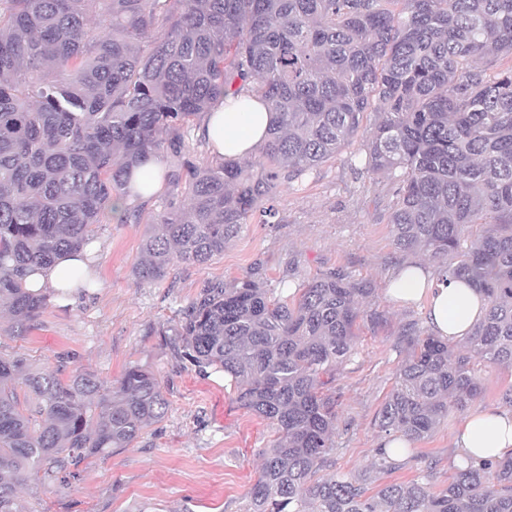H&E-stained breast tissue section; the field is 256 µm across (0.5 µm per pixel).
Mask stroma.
Wrapping results in <instances>:
<instances>
[{"label":"stroma","instance_id":"1","mask_svg":"<svg viewBox=\"0 0 512 512\" xmlns=\"http://www.w3.org/2000/svg\"><path fill=\"white\" fill-rule=\"evenodd\" d=\"M374 114L363 120L359 140L301 177H280L259 210L275 206L270 223L248 217L222 254L204 266L177 262L165 279L139 280L147 223L111 220L95 230L102 286L69 306L51 302L42 317L21 332L9 315L0 316V354L21 355L37 368L94 373L118 386L134 365L152 370L169 403L165 418L129 447L80 466L77 480L61 489L26 480L18 490L22 512H240L259 476L262 448L276 434L266 421L241 408L230 380L200 373L175 351V318L209 282L249 278L261 287L290 295L299 284L336 273L368 283L361 301L356 351L340 367L329 391L336 397V469L354 474L369 468L383 438L376 415L395 384L407 347V329L429 333L425 306H398L387 288L393 271L423 251L402 252L393 241L385 183L373 182L360 152ZM483 392L471 408L504 407L512 367L482 364ZM463 419L449 412L426 440L417 442L408 466L379 483L410 481L421 459L439 463L438 487L457 466L453 437Z\"/></svg>","mask_w":512,"mask_h":512}]
</instances>
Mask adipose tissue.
Returning <instances> with one entry per match:
<instances>
[{
	"mask_svg": "<svg viewBox=\"0 0 512 512\" xmlns=\"http://www.w3.org/2000/svg\"><path fill=\"white\" fill-rule=\"evenodd\" d=\"M245 108H220L204 116L198 129L212 152L226 157L251 155L264 141L274 115L249 97ZM93 248L66 253L38 268L27 279L36 293L66 291L68 304L82 294L81 284L98 288L99 270ZM388 295L397 304L425 302L426 320L435 336L454 342L465 336L486 310L482 292L458 279H441L434 268L420 261L400 264L389 281ZM459 459L498 460L512 452V408L468 413L455 436Z\"/></svg>",
	"mask_w": 512,
	"mask_h": 512,
	"instance_id": "ef3b65f1",
	"label": "adipose tissue"
}]
</instances>
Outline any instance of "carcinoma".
I'll return each mask as SVG.
<instances>
[{
  "label": "carcinoma",
  "mask_w": 512,
  "mask_h": 512,
  "mask_svg": "<svg viewBox=\"0 0 512 512\" xmlns=\"http://www.w3.org/2000/svg\"><path fill=\"white\" fill-rule=\"evenodd\" d=\"M244 91L276 114L268 166L256 176L248 156L186 158L194 122ZM367 112L365 170L388 179L396 247L428 252L487 300L462 342L412 339L378 411L390 440L431 437L481 395L477 363L512 366V0H0V311L22 330L43 315L50 296L26 278L88 247L144 160H181L135 271L154 282L176 260L223 253L281 171L335 156ZM146 206L137 197L118 220L138 223ZM371 292L330 274L288 302L235 279L181 311L177 354L224 373L277 432L242 512H512V456L469 461L438 491L431 461L370 492L373 475L407 464L381 446L372 472L333 470L326 386L354 354ZM167 410L142 366L109 388L0 355V512H19L22 482L67 484Z\"/></svg>",
  "instance_id": "carcinoma-1"
}]
</instances>
